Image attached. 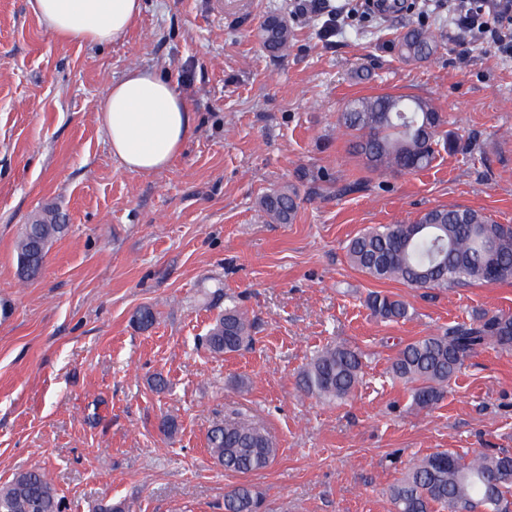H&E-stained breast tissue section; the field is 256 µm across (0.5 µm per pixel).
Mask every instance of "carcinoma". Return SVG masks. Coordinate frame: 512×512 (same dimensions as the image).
I'll use <instances>...</instances> for the list:
<instances>
[{"mask_svg":"<svg viewBox=\"0 0 512 512\" xmlns=\"http://www.w3.org/2000/svg\"><path fill=\"white\" fill-rule=\"evenodd\" d=\"M259 36L271 49L283 50L292 39L288 22L269 17ZM439 38L431 30L412 29L401 53L419 61L437 53ZM340 123L350 132V150L374 172L404 173L425 169L440 150H458L460 143L443 130L447 118L431 103L407 95L382 94L349 101ZM263 211L282 224L297 212V195L286 189L261 201ZM47 211L24 225L16 242L23 276L39 274L50 244L67 225ZM350 264L369 278L394 281L410 288L444 291L475 283L512 281V224H498L479 210L441 207L410 224L370 227L350 239ZM366 307L384 321L408 317L409 306L396 296L372 292ZM216 355L235 353L252 342L251 323L237 306H227L204 339ZM488 344L512 348V315L483 313L469 324L404 344L391 361L394 377L410 385L412 402L428 409L440 401L448 382L465 361ZM359 354L343 345L317 352L299 373L303 392L329 401L344 400L359 383ZM207 450L225 472L246 475L267 468L277 454L269 433L240 411L215 424ZM394 512H512V454L483 453L468 459L442 451L415 459L389 487ZM264 499L242 483L224 495V512H264ZM0 512H61V501L46 475L28 471L0 487Z\"/></svg>","mask_w":512,"mask_h":512,"instance_id":"obj_1","label":"carcinoma"}]
</instances>
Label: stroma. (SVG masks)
<instances>
[{
	"instance_id": "stroma-1",
	"label": "stroma",
	"mask_w": 512,
	"mask_h": 512,
	"mask_svg": "<svg viewBox=\"0 0 512 512\" xmlns=\"http://www.w3.org/2000/svg\"><path fill=\"white\" fill-rule=\"evenodd\" d=\"M143 0L126 34L97 46L58 38L29 0H0V486L45 473L63 512H224L246 482L266 512H392L388 488L438 451L512 452V350L483 347L435 406H414L390 363L400 344L476 314L512 313V283L425 295L354 269L362 229L408 224L436 207L512 224V60L460 45L447 14L356 18L332 38L293 19L289 0ZM287 18L288 50L258 36ZM436 31L429 60H404L413 28ZM133 67L168 77L194 114L192 137L160 171L113 157L97 110ZM405 94L443 112L466 151L405 174L369 171L338 116L363 95ZM296 190L292 222L260 207ZM56 209L67 229L40 274H19L25 224ZM400 295L408 318L383 321L369 292ZM253 341L232 354L202 343L228 303ZM154 313L140 327V308ZM330 344L362 356L351 396L302 392L298 372ZM165 390L151 385L154 374ZM251 415L274 440L267 468L225 473L207 433ZM176 431L164 436L163 418Z\"/></svg>"
}]
</instances>
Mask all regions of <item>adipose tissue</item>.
Masks as SVG:
<instances>
[{"instance_id": "ef3b65f1", "label": "adipose tissue", "mask_w": 512, "mask_h": 512, "mask_svg": "<svg viewBox=\"0 0 512 512\" xmlns=\"http://www.w3.org/2000/svg\"><path fill=\"white\" fill-rule=\"evenodd\" d=\"M59 38L105 44L122 37L141 0H29ZM97 120L115 158L133 173L166 168L190 139L194 116L173 84L154 69H132L113 82Z\"/></svg>"}]
</instances>
